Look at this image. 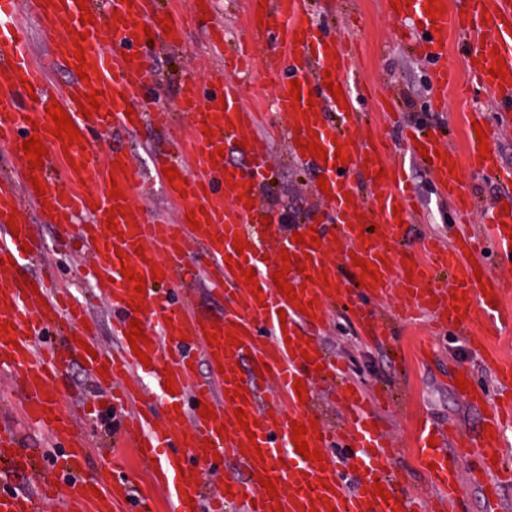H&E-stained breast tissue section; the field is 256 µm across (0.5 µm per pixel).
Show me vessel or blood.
I'll return each mask as SVG.
<instances>
[{"instance_id": "vessel-or-blood-1", "label": "vessel or blood", "mask_w": 512, "mask_h": 512, "mask_svg": "<svg viewBox=\"0 0 512 512\" xmlns=\"http://www.w3.org/2000/svg\"><path fill=\"white\" fill-rule=\"evenodd\" d=\"M438 17L426 15L430 0H408L398 19L415 24V42L431 65L430 109H448L446 93L454 81L449 69L448 27L456 25L470 44L469 73L476 90L488 94L498 111L490 118L482 109L472 110L470 121L479 123L483 142L493 144L502 126L512 122V0H460L456 20H449L447 0H437ZM152 0H29L28 12L47 20L57 33L54 57L69 70L85 64L87 79L67 85L53 82L33 58L29 33L19 21V0H0V147L18 149L39 137L48 155L41 168L22 161L10 179H0V374L12 377L25 395L23 414L29 424L45 429L63 451L56 459V473L41 469L37 457L20 449L15 428L0 424V472L30 479L29 492H0V512H40L45 501L57 502L62 512H152V499L138 492L134 472L109 478L88 475V443L78 435L73 416L57 400L73 361L102 389L119 386L118 401L125 413L119 426L120 445L132 449L155 485L167 489L176 512H411L402 493L403 474L392 468L397 450L375 428L366 411L368 398L350 386L347 369L327 356L303 327L325 323L336 299L350 297L354 320L377 328L375 299L394 293L401 299L392 317L410 324L430 316L437 335H473L475 329L512 331V306L501 298L505 283L490 274L475 277L486 255L512 264V213L496 204L485 225L466 229L465 215L473 208L470 181L491 177L511 187L512 168L498 158H481L476 137H469L468 165H461L457 150L441 137L416 124L406 135L426 148L427 166L436 188L448 201L453 222L447 241L428 237L422 247L425 263L412 268L398 264L392 248V228L416 215L404 171L366 140L350 142L346 126L351 117L346 102L354 101L361 75L352 68L340 38L330 35L305 0H249V26L256 45L275 57L287 73L274 99L275 123L287 141L296 145L294 156L330 184L320 208L331 213L333 223L303 228L304 237L315 236L319 247L281 244L275 236L258 239L256 229L268 213L259 187L271 166L266 140L248 136L256 115L243 104L239 77L247 69L244 55L225 57L213 80L215 91L203 97L194 79H186L173 102L156 106L141 89L153 75L142 47L149 34L178 40L166 33L165 16L151 11ZM91 22H83V12ZM112 28V51H95L103 25ZM83 58H76V51ZM505 60L506 74L494 77L490 69ZM300 80L302 98L313 99V112L295 107L289 91ZM339 84L345 99L337 101L328 83ZM37 98V112L18 102L25 90ZM98 93L99 107L82 115L81 105ZM58 103L77 127L80 140L63 146L53 136L47 116ZM192 120L189 131L174 148L158 152L159 167L187 173L186 181H165L170 200L179 206L178 223L149 218L133 200L134 172L127 154L114 150L99 154L83 147L92 132L118 130L133 133L149 124L167 129L178 116ZM318 136L326 158L313 156L304 141ZM246 142V167L228 165L215 157L218 147L233 149ZM61 165L66 189L53 184V167ZM384 178H377L378 170ZM372 180L373 195L360 201L356 176ZM44 185L36 194L34 183ZM120 197H113V190ZM36 208L55 224L68 226L77 217L90 219L83 230L84 249L95 255L89 273L95 288L106 297L113 312L115 342L96 341V321L87 302L73 294L30 282L18 276L16 262L46 261L33 227L24 212ZM382 231H375V224ZM243 251H236L235 241ZM237 267H230L229 257ZM371 277H364L363 264ZM129 266L146 279L144 292L121 273ZM287 268L286 280L294 297L277 290L273 276ZM255 270L256 281L246 284L244 270ZM363 277L364 284L348 289L345 271ZM203 278L211 292L224 296L223 318L212 321L193 315L188 304H176L186 276ZM143 310H134L135 302ZM138 319L147 343L132 350L128 341L131 319ZM210 373L201 376V364ZM499 385L497 397H512V365L488 357ZM173 378V392H166V378ZM333 381L348 408L346 421L331 427L312 422L310 407L315 379ZM303 393H296V385ZM161 393L163 414L143 409L148 391ZM210 407L212 417L201 414ZM245 421H237L236 409ZM476 435L446 445L444 426L427 419L416 423L415 442L428 477L437 488L438 512H460L464 487L458 482L457 464L476 458L484 474L486 512H501L499 488L512 482V468L494 461V453L512 432V412L495 408L485 412ZM307 426L304 439L322 460L304 458L292 441L293 425ZM354 449L356 486H348L329 448ZM233 459L240 471L230 487L208 490L198 462L215 456ZM275 481L276 495H268L263 480ZM383 494H375L374 484Z\"/></svg>"}]
</instances>
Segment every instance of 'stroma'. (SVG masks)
Returning <instances> with one entry per match:
<instances>
[{"label":"stroma","mask_w":512,"mask_h":512,"mask_svg":"<svg viewBox=\"0 0 512 512\" xmlns=\"http://www.w3.org/2000/svg\"><path fill=\"white\" fill-rule=\"evenodd\" d=\"M157 2L162 10L185 19L178 46L169 47L157 39L146 51L157 79L151 92L157 105L164 107L173 99L187 74H194L202 82L208 80L211 59L207 36L212 19L223 21L225 38L231 45L246 38L248 25L243 0H217L216 13L212 16L188 15V0ZM388 3L389 0H311V7L329 31L350 40L356 48L357 66L366 88L361 97L364 121L351 126V134L370 139L392 160L403 163L408 184L420 200L416 222L400 227L395 235L394 251L405 265L422 260L421 238L441 235L448 206L441 200L425 166L402 141L399 129L392 126V115H399L409 123L427 122L431 131L446 134L457 150L462 151L466 148L467 112L476 106L487 110L491 104L479 92L470 98L460 94V86L467 83V55L461 39L452 32L448 35V63L457 75L458 87L448 93L447 116L425 112L424 102L430 94L428 65L401 41V23L391 15ZM246 80L251 91L245 105L260 115L253 133L267 139L273 161L274 182L266 187L264 197L272 223L287 237L297 232L303 220L316 222L321 218L315 206L313 175L289 155L284 140L269 135L277 85L266 75L264 63H256ZM167 139L165 131L146 126L129 136L101 131L93 136L89 145L102 154L115 147L128 150L135 171L141 176L153 170L155 153ZM26 219L35 225L47 254L58 268H66L73 257L63 239L77 237L79 226L71 225L64 235L36 210H29ZM309 334L331 357L348 365L353 379L365 390L383 387L393 393V404L378 410L374 419L401 448L396 466L405 474L404 489L411 495L426 488V476L414 452L415 417L424 415L458 429L461 434H473L479 426L481 411L456 393L452 385L456 370L469 368L480 382L491 387L496 379L483 365L482 354L495 348L512 358V335L491 334L485 336L480 345L450 335L437 338L438 359L420 363L413 357L412 343L425 336V324L407 329L387 324L379 327L377 337L370 338L354 326L343 306L335 307L330 322L321 328H310ZM21 401L15 386L0 385V416L21 434L25 449H44V464L53 466L60 450L50 443L43 430L25 421L19 410ZM119 421V414H108L103 408L85 419L83 432L94 444L91 474L112 473V460L105 443Z\"/></svg>","instance_id":"35a3bbf8"}]
</instances>
